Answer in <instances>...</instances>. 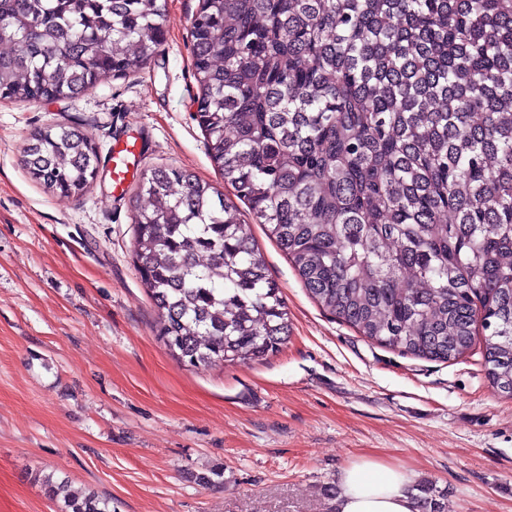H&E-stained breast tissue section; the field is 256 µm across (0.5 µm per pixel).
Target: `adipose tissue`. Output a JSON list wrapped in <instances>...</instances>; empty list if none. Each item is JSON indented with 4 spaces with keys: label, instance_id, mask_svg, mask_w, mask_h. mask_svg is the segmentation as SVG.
Returning a JSON list of instances; mask_svg holds the SVG:
<instances>
[{
    "label": "adipose tissue",
    "instance_id": "1",
    "mask_svg": "<svg viewBox=\"0 0 512 512\" xmlns=\"http://www.w3.org/2000/svg\"><path fill=\"white\" fill-rule=\"evenodd\" d=\"M412 475L372 459L351 464L338 475L334 512H420Z\"/></svg>",
    "mask_w": 512,
    "mask_h": 512
}]
</instances>
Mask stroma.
<instances>
[{
  "label": "stroma",
  "mask_w": 512,
  "mask_h": 512,
  "mask_svg": "<svg viewBox=\"0 0 512 512\" xmlns=\"http://www.w3.org/2000/svg\"><path fill=\"white\" fill-rule=\"evenodd\" d=\"M200 3L165 0V43L136 73L76 99L0 101V512H56L38 472L112 512H332L339 472L363 458L411 472L445 512H512V399L489 383L482 344L439 362L368 340L311 298L252 215L286 344L197 369L158 340L133 252L145 174L180 167L235 198L195 116ZM65 123L98 151L79 201L21 162L34 131ZM127 141L140 153L116 196ZM121 152L137 153L136 144L126 142L121 146L119 151L114 152L112 156V187L115 191L122 190L130 176V170L127 165L117 156V154H120Z\"/></svg>",
  "instance_id": "stroma-1"
}]
</instances>
